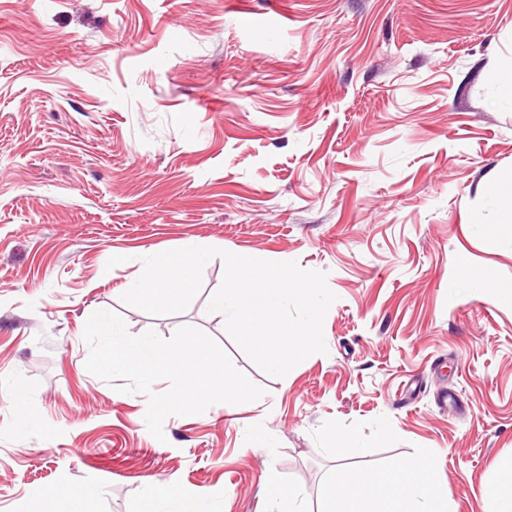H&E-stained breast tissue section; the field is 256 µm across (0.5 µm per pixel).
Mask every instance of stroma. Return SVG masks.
Returning <instances> with one entry per match:
<instances>
[{
    "mask_svg": "<svg viewBox=\"0 0 512 512\" xmlns=\"http://www.w3.org/2000/svg\"><path fill=\"white\" fill-rule=\"evenodd\" d=\"M512 0H0V512H150L175 477L217 512L272 481L327 512L341 436L385 472L425 453L451 512H494L512 464ZM484 229H476V222ZM193 243L322 271L326 353L256 368L208 312L122 296ZM126 255L124 266L113 253ZM201 329L257 401L146 427L148 398L86 368L96 311ZM488 202L498 214V224L512 231V177L500 180L488 194Z\"/></svg>",
    "mask_w": 512,
    "mask_h": 512,
    "instance_id": "stroma-1",
    "label": "stroma"
}]
</instances>
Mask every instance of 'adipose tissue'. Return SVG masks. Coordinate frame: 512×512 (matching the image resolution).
Masks as SVG:
<instances>
[{
    "label": "adipose tissue",
    "mask_w": 512,
    "mask_h": 512,
    "mask_svg": "<svg viewBox=\"0 0 512 512\" xmlns=\"http://www.w3.org/2000/svg\"><path fill=\"white\" fill-rule=\"evenodd\" d=\"M434 466V459L424 454L378 477L361 467L337 466L328 483L330 512H449L447 496L438 493L429 480ZM147 495L150 512H212L208 499L187 502L171 480H150Z\"/></svg>",
    "instance_id": "adipose-tissue-1"
}]
</instances>
